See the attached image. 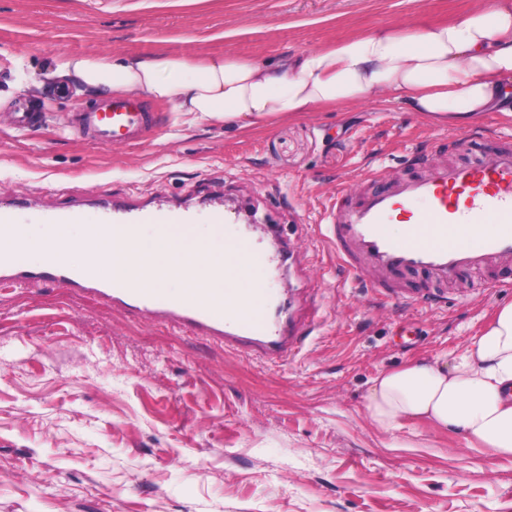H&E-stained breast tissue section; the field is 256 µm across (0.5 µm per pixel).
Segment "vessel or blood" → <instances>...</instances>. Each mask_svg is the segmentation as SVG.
Wrapping results in <instances>:
<instances>
[{"label":"vessel or blood","mask_w":512,"mask_h":512,"mask_svg":"<svg viewBox=\"0 0 512 512\" xmlns=\"http://www.w3.org/2000/svg\"><path fill=\"white\" fill-rule=\"evenodd\" d=\"M158 122L145 105L116 96L75 113L73 125L82 138L100 145L140 143ZM369 188L351 194L337 192L328 206L326 241L342 270L350 276H368L371 293L393 298L410 293L404 277L416 272L424 281L419 295L456 282L474 272L485 273L488 287L502 262L512 261V143L504 141L479 149L464 161H438L415 167L393 181L367 173ZM96 223L131 228L152 224L187 229L206 218L224 224V201L211 199L205 212L187 205L153 207L131 201L95 200L91 209L80 205L42 210L40 224H81L87 216ZM395 224L410 225L407 237L395 236ZM426 225L419 233L417 225ZM480 224L497 225L495 235L464 247L460 238ZM234 263L255 260L277 266L278 259L260 249L249 231L234 235ZM50 282L63 289L79 288L104 300H118L129 308L201 334L222 340L225 346L257 354L270 363L287 360L299 347L300 324L272 316L279 306L270 284L247 289L253 309L243 316L229 314L224 302L204 293L186 302L165 291L136 287L131 279L110 277L95 269L71 266L64 248L50 247L43 267L35 269L22 253H0V285L16 287Z\"/></svg>","instance_id":"b4317fda"}]
</instances>
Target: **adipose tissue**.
Listing matches in <instances>:
<instances>
[{
	"label": "adipose tissue",
	"mask_w": 512,
	"mask_h": 512,
	"mask_svg": "<svg viewBox=\"0 0 512 512\" xmlns=\"http://www.w3.org/2000/svg\"><path fill=\"white\" fill-rule=\"evenodd\" d=\"M80 85L94 97L139 95L171 104L188 126L264 127L315 110L401 101L426 119L463 125L512 96V0L462 20L395 31L379 28L285 58L130 54L73 56L44 65L31 88ZM72 250L101 272L144 288L177 282V295L218 292L226 311L243 314L239 291L260 281L261 267L224 261L232 249L211 225L190 239L160 245L156 231L84 227ZM365 406L385 432L427 422L461 438L464 448L512 458V302L452 360L416 363L372 379Z\"/></svg>",
	"instance_id": "1"
}]
</instances>
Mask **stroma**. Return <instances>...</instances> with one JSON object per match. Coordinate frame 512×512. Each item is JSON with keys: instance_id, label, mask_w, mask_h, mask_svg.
<instances>
[{"instance_id": "obj_1", "label": "stroma", "mask_w": 512, "mask_h": 512, "mask_svg": "<svg viewBox=\"0 0 512 512\" xmlns=\"http://www.w3.org/2000/svg\"><path fill=\"white\" fill-rule=\"evenodd\" d=\"M490 0H0V203L107 197L201 204L230 224L277 225L264 247L288 314L314 313L298 352L270 365L223 341L48 283L0 290V512H512V459L459 455L458 438L377 429L372 378L457 356L512 301L479 277L414 303L374 296L328 246L336 189L453 158L468 134L512 141L499 110L440 126L398 102L319 111L251 133L160 128L99 146L70 128L94 97L34 94L30 73L83 54L232 55L260 62L378 27L463 18ZM46 108L14 129L18 99Z\"/></svg>"}]
</instances>
